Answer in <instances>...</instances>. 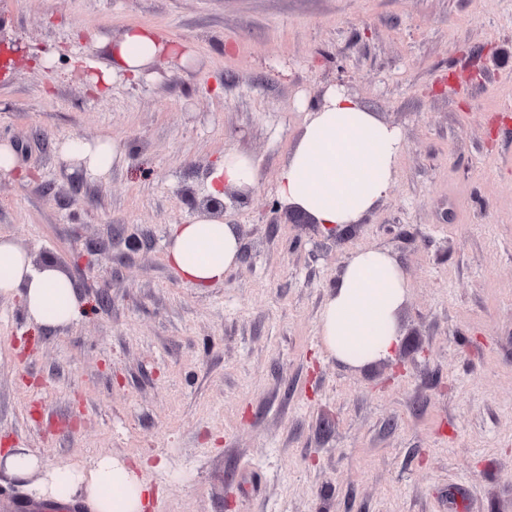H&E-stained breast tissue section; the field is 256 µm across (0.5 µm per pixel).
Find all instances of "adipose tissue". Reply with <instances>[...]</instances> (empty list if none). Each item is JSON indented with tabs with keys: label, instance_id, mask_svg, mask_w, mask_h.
Here are the masks:
<instances>
[{
	"label": "adipose tissue",
	"instance_id": "ef3b65f1",
	"mask_svg": "<svg viewBox=\"0 0 512 512\" xmlns=\"http://www.w3.org/2000/svg\"><path fill=\"white\" fill-rule=\"evenodd\" d=\"M182 50L156 30L133 26L112 41L107 60L91 81L99 94L115 76L138 79L160 57ZM402 150L398 130L382 122L341 87L329 88L309 116L282 167L278 197L282 204L309 214L323 230L336 232L358 224L389 196ZM59 154L82 162L94 173H109L123 153L110 140L97 144L68 139ZM259 177L254 159L229 152L212 172L208 192L253 185ZM241 240L232 224L203 214L171 228L167 261L181 279L205 289L222 283L237 264ZM408 291L405 274L384 249H362L347 260L328 291L319 316L324 350L337 361L362 367L392 356L400 342L398 312ZM19 297L28 321L39 327L71 325L83 316L72 281L51 267L35 266L12 239L0 236V298ZM140 463L109 455L92 466H46L26 448L0 450V471L32 500L66 503L84 497L92 512H148L153 488L140 476Z\"/></svg>",
	"mask_w": 512,
	"mask_h": 512
}]
</instances>
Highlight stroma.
Masks as SVG:
<instances>
[{"instance_id":"1","label":"stroma","mask_w":512,"mask_h":512,"mask_svg":"<svg viewBox=\"0 0 512 512\" xmlns=\"http://www.w3.org/2000/svg\"><path fill=\"white\" fill-rule=\"evenodd\" d=\"M131 25L190 56L99 96L90 68ZM0 32L25 56L0 71V235L86 307L42 329L0 298V444L163 458L154 512H512V0H0ZM338 83L404 148L388 198L331 234L272 207ZM71 137L124 160L97 176L61 159ZM228 152L259 168L226 203L241 257L193 288L170 230ZM366 248L409 288L399 348L353 368L318 322Z\"/></svg>"}]
</instances>
